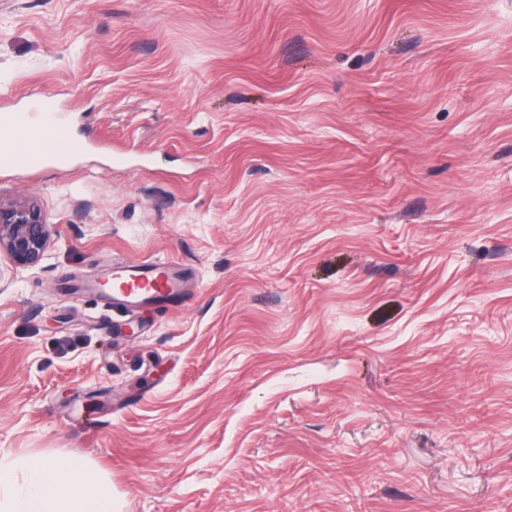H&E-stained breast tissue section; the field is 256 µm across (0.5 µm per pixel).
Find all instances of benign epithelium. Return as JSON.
Returning a JSON list of instances; mask_svg holds the SVG:
<instances>
[{"instance_id": "7a95c632", "label": "benign epithelium", "mask_w": 512, "mask_h": 512, "mask_svg": "<svg viewBox=\"0 0 512 512\" xmlns=\"http://www.w3.org/2000/svg\"><path fill=\"white\" fill-rule=\"evenodd\" d=\"M48 240V224L38 207L27 202L0 204V253H5L13 265L37 264Z\"/></svg>"}]
</instances>
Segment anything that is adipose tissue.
<instances>
[{
	"mask_svg": "<svg viewBox=\"0 0 512 512\" xmlns=\"http://www.w3.org/2000/svg\"><path fill=\"white\" fill-rule=\"evenodd\" d=\"M24 469V493L0 498V512H117L111 492L83 463L42 461L19 464L0 460V485L17 469Z\"/></svg>",
	"mask_w": 512,
	"mask_h": 512,
	"instance_id": "obj_1",
	"label": "adipose tissue"
}]
</instances>
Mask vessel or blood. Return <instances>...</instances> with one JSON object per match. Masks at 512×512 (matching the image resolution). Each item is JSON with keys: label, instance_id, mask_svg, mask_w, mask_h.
Instances as JSON below:
<instances>
[{"label": "vessel or blood", "instance_id": "vessel-or-blood-1", "mask_svg": "<svg viewBox=\"0 0 512 512\" xmlns=\"http://www.w3.org/2000/svg\"><path fill=\"white\" fill-rule=\"evenodd\" d=\"M0 125L12 128L14 135L0 140V168L35 170L47 165L65 167L70 159L65 150V126L45 121L31 127L17 113L0 115ZM126 290L116 293V302L132 307L144 301L171 300L178 295L180 272L166 260H145L126 266L120 273Z\"/></svg>", "mask_w": 512, "mask_h": 512}]
</instances>
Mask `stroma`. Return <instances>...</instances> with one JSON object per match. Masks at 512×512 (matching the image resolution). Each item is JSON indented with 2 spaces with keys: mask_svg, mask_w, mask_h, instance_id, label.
I'll return each instance as SVG.
<instances>
[{
  "mask_svg": "<svg viewBox=\"0 0 512 512\" xmlns=\"http://www.w3.org/2000/svg\"><path fill=\"white\" fill-rule=\"evenodd\" d=\"M0 459L119 512H512V0H0ZM183 298L127 312L115 267ZM0 124L14 132L13 137L0 140V168L27 171L49 164L63 168L69 162L70 155L64 149L68 141L64 125L48 119L33 128L15 112L1 113ZM48 227L41 210L31 203L0 204V253L15 266L36 265L47 248ZM127 293L116 291L114 300L126 307H133L144 301L171 300L178 296L180 271L166 260H145L126 266L117 273Z\"/></svg>",
  "mask_w": 512,
  "mask_h": 512,
  "instance_id": "35a3bbf8",
  "label": "stroma"
}]
</instances>
